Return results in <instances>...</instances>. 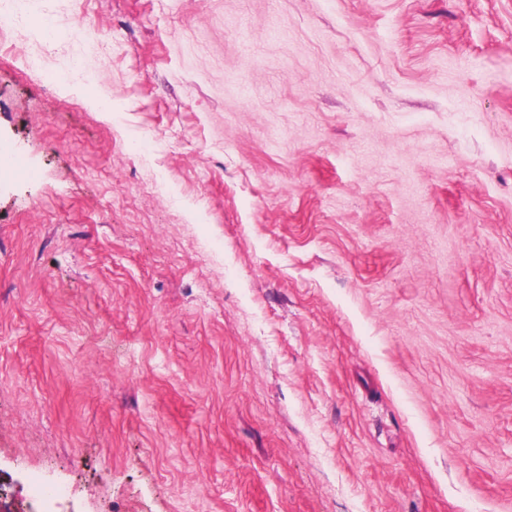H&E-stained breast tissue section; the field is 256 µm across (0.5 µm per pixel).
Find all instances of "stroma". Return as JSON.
I'll return each mask as SVG.
<instances>
[{
	"mask_svg": "<svg viewBox=\"0 0 512 512\" xmlns=\"http://www.w3.org/2000/svg\"><path fill=\"white\" fill-rule=\"evenodd\" d=\"M0 10L12 512H512V0ZM27 483L34 507L32 512H67L60 509V504L71 493L69 485L51 483L35 471L29 472Z\"/></svg>",
	"mask_w": 512,
	"mask_h": 512,
	"instance_id": "obj_1",
	"label": "stroma"
}]
</instances>
